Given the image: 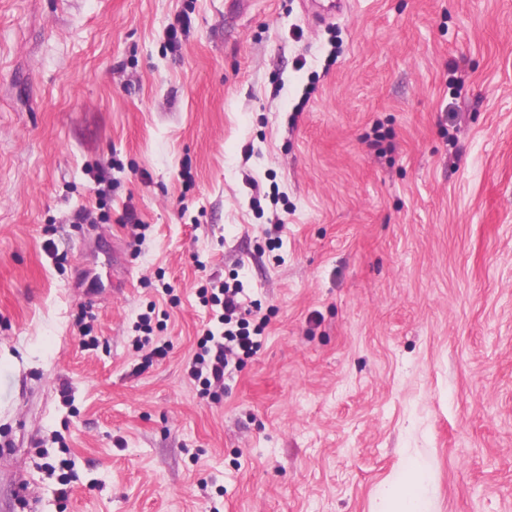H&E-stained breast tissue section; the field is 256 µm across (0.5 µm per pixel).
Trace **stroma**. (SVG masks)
Returning <instances> with one entry per match:
<instances>
[{
	"label": "stroma",
	"mask_w": 512,
	"mask_h": 512,
	"mask_svg": "<svg viewBox=\"0 0 512 512\" xmlns=\"http://www.w3.org/2000/svg\"><path fill=\"white\" fill-rule=\"evenodd\" d=\"M314 2L0 0V512H512V0ZM210 288L209 297V288L204 285L199 295L204 303L210 304L208 325L213 327L208 326L204 330L198 342L199 351L195 353L189 369L190 378L202 386L199 390L201 397L210 396L213 385L224 389V376L228 369L257 353L264 330V321H260L251 332L250 323L242 317L243 288L239 285L230 288L224 282L218 286L212 284ZM213 349L215 354L212 358ZM428 475L415 460L407 461L390 483L379 512H430L431 507L425 497Z\"/></svg>",
	"instance_id": "obj_1"
}]
</instances>
